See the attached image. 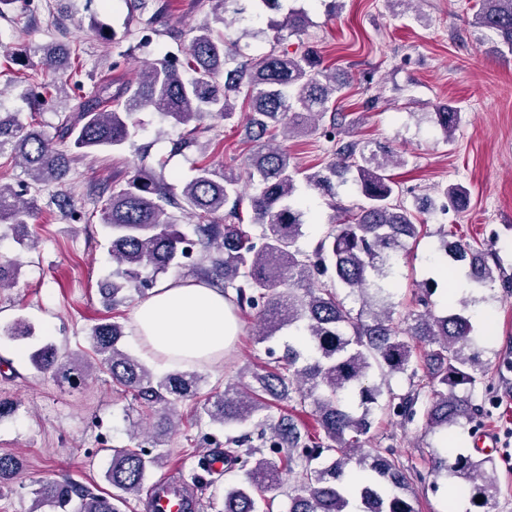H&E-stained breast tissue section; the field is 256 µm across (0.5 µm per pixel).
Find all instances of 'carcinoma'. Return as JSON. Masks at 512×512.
<instances>
[{
    "label": "carcinoma",
    "instance_id": "1",
    "mask_svg": "<svg viewBox=\"0 0 512 512\" xmlns=\"http://www.w3.org/2000/svg\"><path fill=\"white\" fill-rule=\"evenodd\" d=\"M245 2L279 5V0H214L216 22L228 26L246 20ZM472 24L496 35L497 51L512 54V0H479ZM308 25L304 9L290 7L278 28L299 34ZM78 58L75 50L48 45L41 49L39 63H23L31 73L19 98L30 114L42 110L45 93L70 97L67 79L78 69ZM345 84L347 79L324 67L309 49L292 55L272 49L241 61L234 42L214 35L206 23L188 33L184 60L158 59L135 82L94 86L78 96L77 105L51 133L7 110L0 90V156L10 153L27 176L14 185L0 183V223L8 224L15 242L27 250L36 245L29 220L38 204L31 185L61 183L70 155L113 153L133 145L139 130L135 114L146 107L176 125H187L213 112L232 118L241 95L251 102L252 139L259 147L249 159L248 178L253 186L251 223L261 227L259 234L242 224L241 175L207 164L197 167L178 200L162 181L137 171L125 186L112 190L100 209L115 263L103 288L112 307L122 303L118 295L127 290L149 295L156 278L142 277L143 269L164 274L188 264L208 285L234 290L224 293L233 312H255V340L265 345L272 363L250 374L265 397L228 386L210 392L203 404L214 424L253 426L251 432L225 436L226 469L240 465L247 471L244 483L224 488V512H260L259 500L281 489L287 472L297 480L288 493L287 512H419L409 494L408 468L394 453H368L358 460L362 471L357 479L346 475L351 451L362 448V437L369 433L373 411L387 407L411 420L420 403L425 429L441 433L478 412L470 396L484 373L477 344L491 333L494 318L487 314L476 326L465 296L436 310L431 300L435 283L425 282L418 285L419 309L395 320V287L406 241L418 238L424 225L417 214L429 208H410L400 199L399 183L388 174L389 167L404 163L394 151L340 137L346 115L331 104ZM328 113L331 119L322 134L336 143L333 161L304 179L332 198L336 185L350 183L360 200L351 221L331 225L304 248L305 211L295 196L301 170L277 136L312 131ZM460 121L458 107L443 106L434 113L447 140ZM437 193L444 212L469 202V190L460 183L442 185ZM173 205L200 218L220 213L224 223L199 224L197 238H190L174 229L167 210ZM209 249L216 256L203 267L199 253ZM434 253L440 261L450 256L462 263L468 293L494 282L486 254L466 243L448 242L446 232ZM17 267L13 260L0 263V288L15 286ZM349 298L359 308L348 306ZM284 332L292 342L278 356L271 342ZM123 335L116 322L97 324L91 330L92 350L113 385L130 393L139 406L156 410L151 438L158 444L173 432L179 403L199 397L203 377L192 368L155 377L119 349ZM32 361L39 371L71 385L81 383L90 367L84 356L61 357L51 344L36 351ZM396 374L408 375L404 393L389 388ZM285 399L310 408L324 436L311 437L293 416H275L272 402ZM163 460L164 455L142 448L115 449L106 473L112 491L95 493L71 482L43 481L38 501L61 507L72 502L73 512H123L130 497L140 493L149 469ZM490 469V458L473 454H459L450 463L438 453L432 467L437 476L449 473L462 481L469 512H495L498 487ZM18 471L15 456L0 455L1 480L13 479Z\"/></svg>",
    "mask_w": 512,
    "mask_h": 512
}]
</instances>
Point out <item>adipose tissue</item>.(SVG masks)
<instances>
[{
  "label": "adipose tissue",
  "mask_w": 512,
  "mask_h": 512,
  "mask_svg": "<svg viewBox=\"0 0 512 512\" xmlns=\"http://www.w3.org/2000/svg\"><path fill=\"white\" fill-rule=\"evenodd\" d=\"M135 336L159 368L223 358L240 331L223 293L195 281L159 283L133 312Z\"/></svg>",
  "instance_id": "obj_1"
}]
</instances>
